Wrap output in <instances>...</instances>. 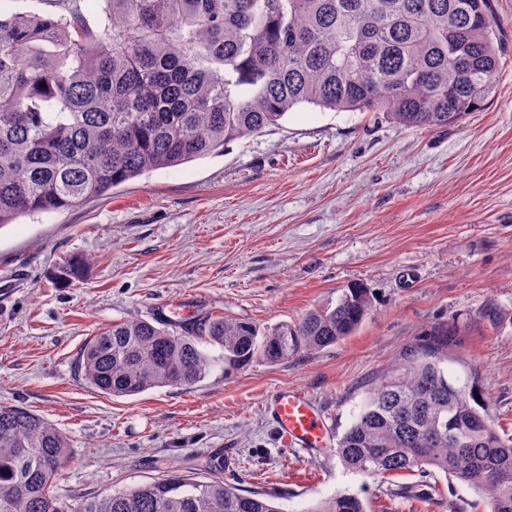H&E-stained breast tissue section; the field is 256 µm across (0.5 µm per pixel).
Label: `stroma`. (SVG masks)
Returning <instances> with one entry per match:
<instances>
[{
	"label": "stroma",
	"mask_w": 512,
	"mask_h": 512,
	"mask_svg": "<svg viewBox=\"0 0 512 512\" xmlns=\"http://www.w3.org/2000/svg\"><path fill=\"white\" fill-rule=\"evenodd\" d=\"M500 68L493 99L455 126L410 129L380 112L303 104L221 154L153 171L56 213L0 228V404L22 405L71 449L56 490L77 497L196 471L228 451L227 482L283 512L356 493L371 512H475L466 482L437 474L379 482L346 471L335 439L367 389L418 340L448 325L449 376L476 383L512 429V0H494ZM86 259L79 282L61 261ZM359 284L373 308L318 354L215 366L189 388L97 393L74 371L85 341L159 303L195 296L206 314L260 326L336 302ZM495 303L498 321L484 309ZM308 393L331 426L313 453L284 446L263 409L280 387Z\"/></svg>",
	"instance_id": "35a3bbf8"
}]
</instances>
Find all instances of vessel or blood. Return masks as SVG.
<instances>
[{
  "instance_id": "1",
  "label": "vessel or blood",
  "mask_w": 512,
  "mask_h": 512,
  "mask_svg": "<svg viewBox=\"0 0 512 512\" xmlns=\"http://www.w3.org/2000/svg\"><path fill=\"white\" fill-rule=\"evenodd\" d=\"M196 307L191 301L167 302L154 311L156 317L172 321L191 319ZM266 411L284 445L307 452L325 447L330 427L305 395L287 388L272 391L265 399Z\"/></svg>"
}]
</instances>
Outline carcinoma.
I'll use <instances>...</instances> for the list:
<instances>
[{
	"label": "carcinoma",
	"instance_id": "carcinoma-1",
	"mask_svg": "<svg viewBox=\"0 0 512 512\" xmlns=\"http://www.w3.org/2000/svg\"><path fill=\"white\" fill-rule=\"evenodd\" d=\"M48 2L59 12L0 15V228L221 153L301 104L434 129L460 123L496 89L493 0H103L102 32L81 0ZM59 269L70 282L81 262ZM372 307L354 284L335 306L266 330L224 315L175 326L132 317L90 337L77 369L112 397L191 387L217 363L227 376L333 346ZM447 348L430 339L386 368L336 456L380 481L436 470L484 493L488 512H512V439L474 386L448 376ZM69 455L43 416L0 404V512H282L224 481L222 449L205 457L206 481L171 470L78 499L54 490ZM309 512L368 510L335 494Z\"/></svg>",
	"mask_w": 512,
	"mask_h": 512
}]
</instances>
